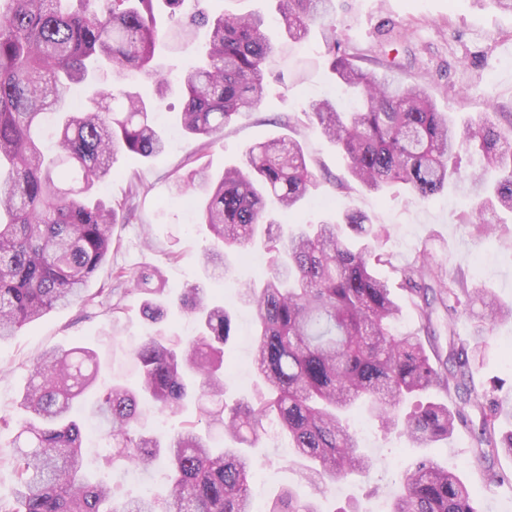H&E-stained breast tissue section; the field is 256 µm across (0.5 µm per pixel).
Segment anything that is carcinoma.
<instances>
[{"label": "carcinoma", "instance_id": "cac0c4a2", "mask_svg": "<svg viewBox=\"0 0 512 512\" xmlns=\"http://www.w3.org/2000/svg\"><path fill=\"white\" fill-rule=\"evenodd\" d=\"M180 0H0V341L56 308L83 301L112 246L119 214L130 219L144 184L134 182L123 204L99 195L112 179V163L131 153L150 161L166 149L155 123L167 77L155 61L159 43L191 41L208 27L203 56L182 74L181 124L203 150L215 144L243 112L263 100L268 64L282 51L257 13L199 14L187 28L176 17ZM284 37L298 42L321 26L331 78L351 89L349 112L320 100L310 119L336 144L351 177L382 194L399 185L425 203L449 184L467 185L472 204L458 217L477 237L497 234L492 217L512 213V131L490 119L458 128L414 79L397 81L357 64L344 46L333 0H276ZM150 81L158 97L132 89L133 78ZM92 89L88 104L70 107L72 88ZM288 133L251 146L238 163L213 177L192 167L176 178L191 193L213 242L206 268L228 274L226 257L244 255L256 240L271 254L262 276L241 297L253 313L252 350L260 392L253 402H224V357L233 336L234 312L212 300L200 284L172 300L156 268L148 274L119 271V293L130 283L144 295L142 312L157 321L172 303L191 313L195 336L184 341L144 337L132 350L138 369L133 388L114 386L95 412L110 424L112 455L104 465L148 470L165 458L163 493L115 506L112 483L83 471V432L74 401L97 382V355L86 347L52 348L32 365L20 401L28 418L13 441L16 487L0 498V512H253L249 480L256 461L238 448L213 444L210 427L252 445L266 426L288 436L310 464L306 478L335 484L369 471L347 411L364 405L382 428L399 429L427 447L469 425L477 462L512 456V431L499 428L512 405H486L472 386L473 347L487 346L498 322L512 317L488 288H472L462 270L450 276L424 246L414 260L395 266L375 247L380 231L357 210L307 224L283 236L280 215L294 211L316 187L317 174ZM475 150L482 164L462 173L453 162ZM388 266L392 278L375 272ZM408 291L419 312L415 328L401 333V308L392 288ZM480 303L472 341L450 340L442 366L426 345L435 338L434 315ZM434 390L454 391L455 406L425 399ZM180 414L187 404L209 400L196 420L181 424L163 443L141 429L140 403ZM267 512H320L311 499L285 489ZM389 512H478L466 485L430 457L401 477Z\"/></svg>", "mask_w": 512, "mask_h": 512}]
</instances>
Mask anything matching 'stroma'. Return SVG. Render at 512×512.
<instances>
[{
  "instance_id": "obj_1",
  "label": "stroma",
  "mask_w": 512,
  "mask_h": 512,
  "mask_svg": "<svg viewBox=\"0 0 512 512\" xmlns=\"http://www.w3.org/2000/svg\"><path fill=\"white\" fill-rule=\"evenodd\" d=\"M335 4L336 20L350 52L379 53L386 47L389 27L397 26L403 41L392 72L395 80L404 81L415 74L425 77L437 107L458 119L489 118L504 127L512 123V12L499 9L494 0H335ZM202 8L212 14L259 9L270 15L275 2L183 0L177 15L186 19ZM324 55L323 42L314 32L288 47L268 67L267 94L258 108L239 115L221 140L199 158V165L214 174L223 173L225 165L239 160L250 146L281 134L280 117L291 116L305 152L315 163L318 185L289 218V228L318 221L332 209L359 210L372 223L383 226L379 245L389 254L391 266L406 264L426 246L448 272L463 269L470 284L493 289L503 302L511 303L512 242L476 238L469 225L459 223L458 216L466 207L460 193L447 191L421 204L401 190L380 196L355 182L348 189H336V181L347 176L346 163L306 116L312 102L336 94ZM165 102L163 122L169 147L164 162L152 164L118 156L111 180L101 189L104 198L118 202L127 195L130 171H139L145 183L131 223L115 229L121 244L90 283L89 300L57 309L0 343V417L10 421L9 426H0L1 497H10L16 485L12 424L23 414L20 399L34 357L51 348L88 347L98 354L100 385L131 386L136 372L129 351L135 342L158 328L174 338L192 335V322L175 306L169 307L160 324L146 320L143 296L134 291L123 299L125 312L120 321H113L96 294L113 283L116 270L160 268L175 296L187 285L203 284L236 312L234 336L226 352L229 364L251 362V310L241 301L239 288L261 275L268 257L263 254L258 262L237 263L233 288L223 279L208 276L203 253L211 244L210 234L205 225L195 223L194 211L184 209L174 187V171L194 148L177 127L182 107L179 83L168 88ZM391 266L380 267V274L389 275ZM473 385L488 398L512 403V319L497 325L484 362L474 373ZM362 422L368 423L369 431L361 435L360 444L372 457L373 467L367 477L352 478L337 485L333 495L321 498L323 512H333L348 501L355 503L359 512H372L378 500L390 499L398 491L400 474L424 453L462 478L479 512H512V483L490 479L474 458L465 428H457L448 439L424 451L413 447L404 435L382 430L377 420L364 415L352 416L350 425L355 428ZM287 446V437L273 431L257 441L254 453L262 466L251 482L257 506H266L275 493L288 486L301 495H312L302 476L301 460L287 453ZM109 452L104 436L87 434L86 465L93 475L109 473L116 500L159 490L161 470H105L102 459Z\"/></svg>"
}]
</instances>
